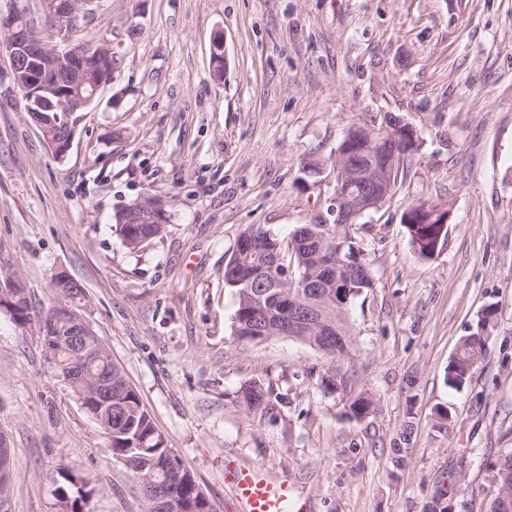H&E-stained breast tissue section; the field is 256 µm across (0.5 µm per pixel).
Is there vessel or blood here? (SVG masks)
<instances>
[{
  "mask_svg": "<svg viewBox=\"0 0 512 512\" xmlns=\"http://www.w3.org/2000/svg\"><path fill=\"white\" fill-rule=\"evenodd\" d=\"M230 480L244 512H307L305 501L288 481L268 478L250 468L236 470Z\"/></svg>",
  "mask_w": 512,
  "mask_h": 512,
  "instance_id": "1",
  "label": "vessel or blood"
}]
</instances>
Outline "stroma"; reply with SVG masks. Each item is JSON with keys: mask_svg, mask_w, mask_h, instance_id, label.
<instances>
[{"mask_svg": "<svg viewBox=\"0 0 512 512\" xmlns=\"http://www.w3.org/2000/svg\"><path fill=\"white\" fill-rule=\"evenodd\" d=\"M73 41H107L112 81L80 113L59 159L5 75L0 51V254L36 310L52 276L85 289L81 312L138 391L215 512H239V467L291 482L309 512H428L454 479V512H488L492 465L512 450V0H94ZM223 51L215 76L211 54ZM396 112L423 146L358 235L375 280L349 319L351 357L278 336L235 334L224 266L245 225L279 237L332 223L324 161L351 124ZM171 216L130 250L117 210L143 195ZM424 201L449 210L439 256L401 222ZM496 315L468 390L445 372L487 306ZM335 370L347 388L319 383ZM275 380L276 420L241 390ZM372 394L375 413L346 414ZM450 411L440 419L438 408ZM0 431L10 467L0 512H59L61 472L89 479L90 512H142L139 480L47 359L0 312Z\"/></svg>", "mask_w": 512, "mask_h": 512, "instance_id": "obj_1", "label": "stroma"}]
</instances>
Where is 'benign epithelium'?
I'll return each mask as SVG.
<instances>
[{
	"label": "benign epithelium",
	"instance_id": "obj_1",
	"mask_svg": "<svg viewBox=\"0 0 512 512\" xmlns=\"http://www.w3.org/2000/svg\"><path fill=\"white\" fill-rule=\"evenodd\" d=\"M39 11L32 13L24 7H16L5 18L0 17V25L10 29L12 39L6 47L14 87L22 92L26 102L25 111L29 113L32 123L40 134H46L52 126L61 135L54 140L45 139L51 151L58 158H64L72 146L76 133V124L72 115L79 108L90 106L105 83L94 86L92 95L79 102L67 94V88L80 84L90 66L86 55L76 44L69 41V35L75 28V20L82 13L80 3L76 0H39ZM52 20L55 37H46L40 30L39 22L44 17ZM48 95L57 99L55 118L48 119L32 110V105ZM416 133V130L403 120H398L390 127L361 128L357 135L345 139L341 149L336 152V166H345L348 174L336 176L335 201L341 202L353 195V189H360L361 195L385 199L391 191V185L379 178V154L375 149L377 139L388 137L393 140ZM133 217L137 224H148L154 220V213L164 211L161 204L138 200L132 206ZM4 277L0 280V308L12 314L18 311L23 293L13 291L17 282L11 276L10 267L3 269ZM54 318L66 317L74 328L66 336L53 334L50 327L37 329L45 353L50 361H55L59 351L65 346L71 347L77 355L80 366L64 374L67 383L81 387L82 406L97 419L107 434H112V374L102 373L93 377V391H88V377L82 363L97 359V352L88 345L94 336V330L84 316L74 311L69 302L56 301L50 311ZM305 319L314 320L320 333L324 336L322 350L333 347L336 325L324 312H313L302 306L294 307L289 320L299 325Z\"/></svg>",
	"mask_w": 512,
	"mask_h": 512
}]
</instances>
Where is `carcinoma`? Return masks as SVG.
<instances>
[{
	"label": "carcinoma",
	"mask_w": 512,
	"mask_h": 512,
	"mask_svg": "<svg viewBox=\"0 0 512 512\" xmlns=\"http://www.w3.org/2000/svg\"><path fill=\"white\" fill-rule=\"evenodd\" d=\"M422 146L421 138L397 146L394 163L386 172V180L397 186L401 175L412 163ZM344 205L333 208L335 219L331 224H318L319 232L336 244V252L341 254L346 266L340 270L349 278V300L366 294L375 288V281L363 249L355 236L357 220L345 224L341 221ZM438 207L424 202L409 206L402 216L406 225L411 245L418 255L430 260L442 251L448 237V231L442 230L443 215L436 213ZM123 211L114 215V222L127 247L140 250L157 238L163 236L166 224L171 216L160 215L150 224H126L121 222ZM305 225H299L288 239H280L261 224H248L240 232L235 248L224 266V285L230 288L237 298L235 313V334L243 339L249 334L252 316L256 306L257 291H247L239 285V273L246 269L257 270L267 263L268 257L275 254L282 257V274L284 282L290 279L297 281L305 277H314L322 273L327 255L319 251L315 245L305 243ZM264 289V307L269 311L266 321V337L283 336L286 302L278 301L275 296L283 289L280 285L268 281L258 283ZM334 286L327 284L318 305L327 308V314L335 320L338 333L335 348L329 356L340 359L348 356L353 350V327L348 319V307L336 308L330 295ZM496 309L488 306L479 319L476 329L461 341L456 355L449 361L446 370V384L456 390L467 389L473 380L475 371L485 353V336L487 327L494 320ZM112 371V457H120L130 461L126 468L137 478L146 475L144 469L164 466L169 460L176 459L171 449L160 441L161 434L149 412L144 407L137 390L129 384L122 372L112 363L108 350H103L102 357L92 370ZM242 400L248 410L260 414V417H272L281 403L280 394L275 392L273 383L268 378H256L242 388ZM375 402L371 395L360 392L348 399V415L362 419L374 412ZM494 480L499 487L496 498L490 505L489 512H512V452L503 455L494 472ZM196 479L187 469H182L180 476H174L165 485L164 492L177 502L192 505L196 512H213L198 502L194 494ZM72 499V512H88L85 509L87 498L81 488L75 486V477H62L58 486Z\"/></svg>",
	"instance_id": "1"
}]
</instances>
